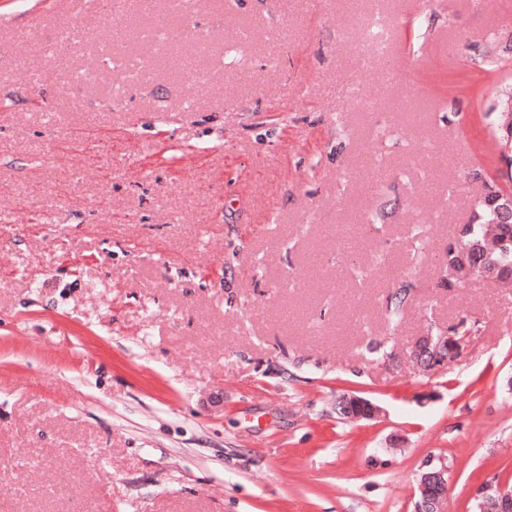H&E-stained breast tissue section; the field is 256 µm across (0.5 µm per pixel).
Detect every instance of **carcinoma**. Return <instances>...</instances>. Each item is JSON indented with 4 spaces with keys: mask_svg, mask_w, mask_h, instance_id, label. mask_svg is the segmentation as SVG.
Returning <instances> with one entry per match:
<instances>
[{
    "mask_svg": "<svg viewBox=\"0 0 512 512\" xmlns=\"http://www.w3.org/2000/svg\"><path fill=\"white\" fill-rule=\"evenodd\" d=\"M496 117L491 138L501 160L512 158V138L505 136L502 126L507 119L508 108L501 100L495 105ZM489 193L478 203L473 223L459 231L460 246L448 245L443 257L447 269L459 270L466 263L477 265L480 277L503 278V269L512 264V223L498 222L493 201L502 191L498 184L488 187Z\"/></svg>",
    "mask_w": 512,
    "mask_h": 512,
    "instance_id": "cac0c4a2",
    "label": "carcinoma"
}]
</instances>
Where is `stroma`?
<instances>
[{
    "mask_svg": "<svg viewBox=\"0 0 512 512\" xmlns=\"http://www.w3.org/2000/svg\"><path fill=\"white\" fill-rule=\"evenodd\" d=\"M114 2L0 0V512H414L438 460L447 512L512 487V287L441 260L503 171L512 0H382L384 55L373 0ZM102 54L106 63H118L124 68L132 84L141 83L147 79L149 75V65L147 62L124 54H118L109 44L102 48ZM509 99L508 96L498 101L494 107L497 110L494 125L492 127L491 138L498 153L499 158L506 162L507 157L511 158V164L509 170H507V176L509 182H512V137L509 139L505 136L502 126L507 119L508 108L511 109V99L508 101V108L505 106V102ZM463 338L453 336L448 329L447 334L432 336L431 334L420 338L412 351L413 358L433 369L448 363V358L460 352ZM340 409V414L352 418H371L377 412V407L371 401L358 396L344 397Z\"/></svg>",
    "mask_w": 512,
    "mask_h": 512,
    "instance_id": "obj_1",
    "label": "stroma"
}]
</instances>
